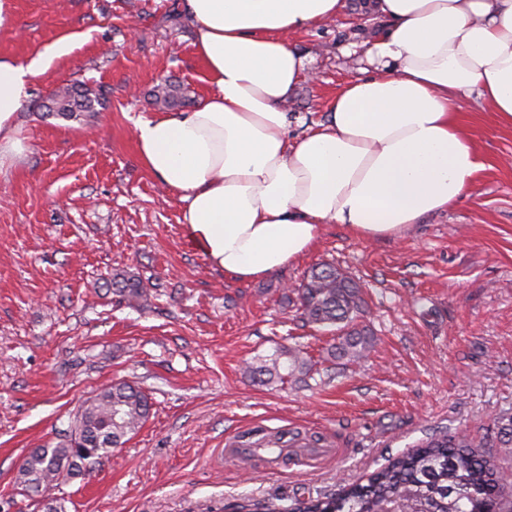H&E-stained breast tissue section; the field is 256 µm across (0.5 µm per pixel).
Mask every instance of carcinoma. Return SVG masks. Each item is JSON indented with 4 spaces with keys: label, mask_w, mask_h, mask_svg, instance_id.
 <instances>
[{
    "label": "carcinoma",
    "mask_w": 512,
    "mask_h": 512,
    "mask_svg": "<svg viewBox=\"0 0 512 512\" xmlns=\"http://www.w3.org/2000/svg\"><path fill=\"white\" fill-rule=\"evenodd\" d=\"M180 87L168 79L152 91L153 104L174 107ZM100 97L83 84L60 88L48 110L64 119L97 112ZM112 293L141 308L153 295L141 281L123 273L109 280ZM301 318L307 324L339 332L331 355L350 364L368 357L374 340L356 320L363 298L360 285L332 263L313 267L298 288ZM250 376L281 381L311 372L298 349L282 347L268 362L246 367ZM151 400L140 388L114 382L86 399L68 435L53 447L35 448L18 470L21 490L41 498L45 512H65L53 495L62 481L86 473L123 445L148 419ZM503 470L484 443L461 432L435 431L412 450L391 458L372 472L364 484L339 488L336 493L297 499L287 508L272 501H249L255 512H498Z\"/></svg>",
    "instance_id": "cac0c4a2"
}]
</instances>
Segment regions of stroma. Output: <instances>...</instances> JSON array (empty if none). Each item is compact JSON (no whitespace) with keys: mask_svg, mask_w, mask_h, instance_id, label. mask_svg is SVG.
<instances>
[{"mask_svg":"<svg viewBox=\"0 0 512 512\" xmlns=\"http://www.w3.org/2000/svg\"><path fill=\"white\" fill-rule=\"evenodd\" d=\"M334 21L295 34L316 81L297 88L291 134L321 118L360 75L351 45L384 28L346 0ZM0 57L40 61L18 117L26 150L0 167V512H42L15 478L31 449L71 429L81 404L115 381L149 395L148 420L89 473L62 482L66 512H224L363 481L432 431L497 447L512 416V127L481 100L461 124L483 163L468 194L396 238L323 225L316 248L267 279L240 282L188 240L177 195L140 163L139 119L161 79L192 109L211 83L183 0H13ZM67 55L44 61L56 42ZM73 81L100 89L90 123L44 108ZM331 262L363 289L368 359H332L330 333L304 324L294 291ZM124 269L159 294L142 310L92 285ZM300 346L313 377L246 376ZM298 441L297 453L235 455L240 440Z\"/></svg>","mask_w":512,"mask_h":512,"instance_id":"35a3bbf8","label":"stroma"}]
</instances>
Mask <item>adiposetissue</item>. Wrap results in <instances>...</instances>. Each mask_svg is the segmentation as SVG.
<instances>
[{"label":"adipose tissue","instance_id":"adipose-tissue-1","mask_svg":"<svg viewBox=\"0 0 512 512\" xmlns=\"http://www.w3.org/2000/svg\"><path fill=\"white\" fill-rule=\"evenodd\" d=\"M344 0H185L214 89L187 112L135 127L146 169L175 190L208 263L240 281L279 272L326 224L395 237L462 199L481 158L458 120L471 93L512 127V0H365L389 26L374 74L347 84L324 121L288 137L285 104L312 78L291 34ZM34 67L0 58V158L22 153L17 114Z\"/></svg>","mask_w":512,"mask_h":512}]
</instances>
